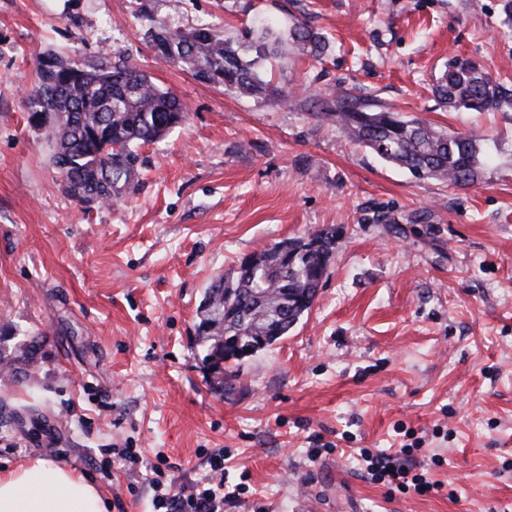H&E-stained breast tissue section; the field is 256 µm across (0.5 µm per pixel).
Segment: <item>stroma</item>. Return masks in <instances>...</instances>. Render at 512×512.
<instances>
[{
    "label": "stroma",
    "instance_id": "1",
    "mask_svg": "<svg viewBox=\"0 0 512 512\" xmlns=\"http://www.w3.org/2000/svg\"><path fill=\"white\" fill-rule=\"evenodd\" d=\"M145 7L225 37L304 21L333 49L261 63L290 104L243 97L158 57ZM48 51L122 53L185 104L184 125L138 147L124 200L65 191L27 105ZM453 55L512 81L498 0H0V345L14 364L0 371V470L42 458L85 476L106 512H154L151 465L189 488L220 448L224 512H512V110L440 106L432 83ZM341 88L477 130L494 162L462 188L415 179L316 117L314 99ZM328 227L312 309L212 391L196 339L206 287ZM405 444L439 493L365 478L361 449Z\"/></svg>",
    "mask_w": 512,
    "mask_h": 512
}]
</instances>
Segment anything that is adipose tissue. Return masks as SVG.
Instances as JSON below:
<instances>
[{
  "label": "adipose tissue",
  "mask_w": 512,
  "mask_h": 512,
  "mask_svg": "<svg viewBox=\"0 0 512 512\" xmlns=\"http://www.w3.org/2000/svg\"><path fill=\"white\" fill-rule=\"evenodd\" d=\"M0 512H104L93 484L43 459L0 473Z\"/></svg>",
  "instance_id": "ef3b65f1"
}]
</instances>
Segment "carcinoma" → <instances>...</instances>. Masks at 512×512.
Listing matches in <instances>:
<instances>
[{"instance_id":"cac0c4a2","label":"carcinoma","mask_w":512,"mask_h":512,"mask_svg":"<svg viewBox=\"0 0 512 512\" xmlns=\"http://www.w3.org/2000/svg\"><path fill=\"white\" fill-rule=\"evenodd\" d=\"M146 36L157 55L187 65L201 83L285 104L288 93L263 78L260 62L281 55L286 46L321 60L330 47L329 39L305 22L280 30L244 28L231 41L206 25L185 31L155 20ZM33 66L37 84L28 103L37 109L31 118L50 130L53 164L68 159L67 176L96 192L101 202L135 188L136 147L162 139L187 118L175 94L159 88L124 56L106 52L94 60H79L45 54ZM433 92L456 111L512 108V85L463 56L448 58ZM318 106L317 117L416 179L465 187L476 183L492 161L484 135L477 131L448 133L395 112L373 110L349 93H338ZM338 233L330 227L306 240L286 241L288 260L283 262L279 242L243 257L238 268L208 285L196 337L206 347L203 364L213 390L224 391V378L237 377L236 367L247 358L245 348L257 341L261 329L281 338L309 312L328 275Z\"/></svg>"}]
</instances>
